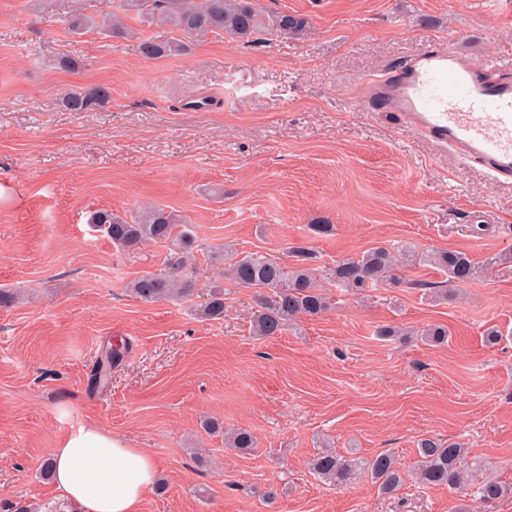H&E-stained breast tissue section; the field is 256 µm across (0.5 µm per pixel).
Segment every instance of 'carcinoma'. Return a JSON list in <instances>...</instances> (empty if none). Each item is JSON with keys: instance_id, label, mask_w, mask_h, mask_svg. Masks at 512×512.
<instances>
[{"instance_id": "cac0c4a2", "label": "carcinoma", "mask_w": 512, "mask_h": 512, "mask_svg": "<svg viewBox=\"0 0 512 512\" xmlns=\"http://www.w3.org/2000/svg\"><path fill=\"white\" fill-rule=\"evenodd\" d=\"M115 12L81 15L72 21V28L81 30L96 26L115 35L135 36L125 26L120 14L136 12L141 19L162 28V33L140 37L138 50L148 60L182 52L186 43L210 34H224L230 40L248 42L260 33L288 39L301 36L307 19L299 15L278 13L264 15L254 0H119ZM109 98L107 88L86 85L68 90L63 97L64 107L71 112H85L103 105ZM89 223L101 227L112 243L133 247L146 243H168L186 252L192 238L184 219L161 206H151L127 218L110 211L97 210ZM293 263L284 264L266 253L220 254L224 270L209 286L208 300L199 309L207 320L224 317V282L255 290L259 314L251 331L260 338L280 334L301 316H318L330 307V296L323 292L321 282L352 293H363L382 284L401 281V268L413 264H430L448 275V281L464 284L476 273L473 261L464 253L434 250L416 253L407 245L376 246L356 257L339 261L332 267L319 269L311 265L313 256L304 245L287 248ZM182 257L170 259L169 267L159 273L146 272L132 280L128 288L144 302L179 300L192 291L185 279ZM122 357L121 347L107 350L95 362L94 380L101 382L111 375L112 366ZM230 447L248 452L255 446L252 433L237 429L227 436ZM419 460L414 475L423 486H446L462 499L492 504L505 492L496 480L479 479L470 469L467 451L459 444L448 445L426 438L418 444ZM313 473L332 486L349 482L355 471L370 473L384 494H391L404 483V471L389 453L366 459H348L331 450L318 454L311 463Z\"/></svg>"}]
</instances>
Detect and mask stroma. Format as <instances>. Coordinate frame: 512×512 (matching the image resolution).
Listing matches in <instances>:
<instances>
[{
  "label": "stroma",
  "instance_id": "stroma-1",
  "mask_svg": "<svg viewBox=\"0 0 512 512\" xmlns=\"http://www.w3.org/2000/svg\"><path fill=\"white\" fill-rule=\"evenodd\" d=\"M257 3L306 17L308 34H212L147 60L135 40L70 30L102 0H0V288L21 294L0 307V512L54 504L40 465L89 425L156 458L166 487L143 512H458L457 494L411 476L427 437L465 444L481 477L510 486L470 512H512V182L354 106L365 76L433 38L474 34L482 57L512 55V0ZM90 84L108 101L66 110L64 91ZM151 205L178 211L195 241L181 301L128 290L168 247L123 248L88 222ZM397 243L465 252L477 273L449 286L416 265L402 272L410 288L330 286V310L268 339L250 333L253 290L225 285L223 318L197 313L224 245L302 244L330 267ZM432 325L447 342L425 341ZM122 341L111 381L93 385L96 359ZM207 418L249 430L254 453L204 432ZM328 447L391 453L407 478L389 495L363 472L326 484L310 461Z\"/></svg>",
  "mask_w": 512,
  "mask_h": 512
}]
</instances>
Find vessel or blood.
<instances>
[{"label":"vessel or blood","instance_id":"1","mask_svg":"<svg viewBox=\"0 0 512 512\" xmlns=\"http://www.w3.org/2000/svg\"><path fill=\"white\" fill-rule=\"evenodd\" d=\"M474 37L435 41L385 76L367 79L369 103L399 113L423 136L512 181V61L479 60Z\"/></svg>","mask_w":512,"mask_h":512}]
</instances>
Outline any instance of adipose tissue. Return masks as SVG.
<instances>
[{
    "instance_id": "1",
    "label": "adipose tissue",
    "mask_w": 512,
    "mask_h": 512,
    "mask_svg": "<svg viewBox=\"0 0 512 512\" xmlns=\"http://www.w3.org/2000/svg\"><path fill=\"white\" fill-rule=\"evenodd\" d=\"M50 465L55 493L80 512H141L158 473L149 453L96 426L54 449Z\"/></svg>"
}]
</instances>
